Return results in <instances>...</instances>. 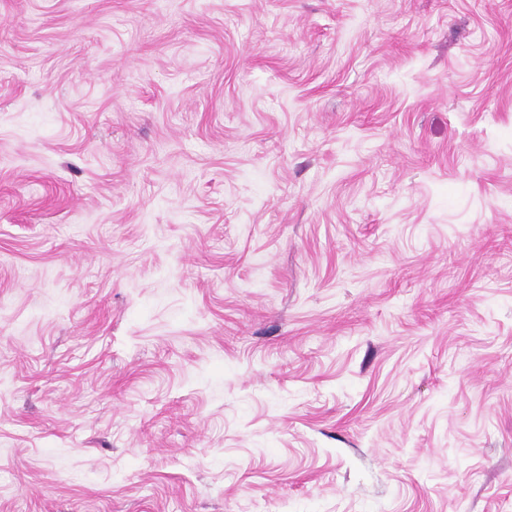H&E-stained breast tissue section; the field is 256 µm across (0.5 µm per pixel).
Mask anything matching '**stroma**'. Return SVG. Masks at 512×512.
<instances>
[{
  "label": "stroma",
  "instance_id": "35a3bbf8",
  "mask_svg": "<svg viewBox=\"0 0 512 512\" xmlns=\"http://www.w3.org/2000/svg\"><path fill=\"white\" fill-rule=\"evenodd\" d=\"M0 512H512V0H0Z\"/></svg>",
  "mask_w": 512,
  "mask_h": 512
}]
</instances>
